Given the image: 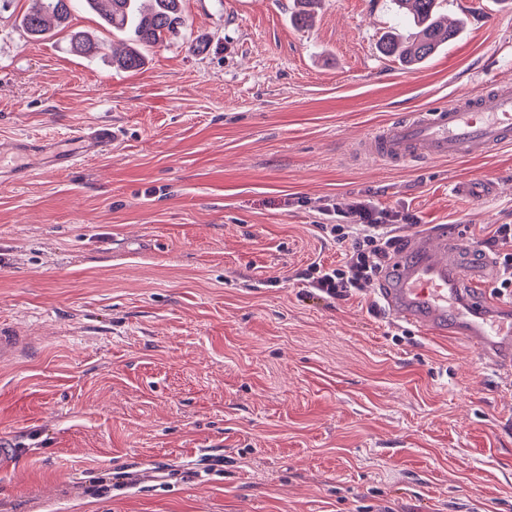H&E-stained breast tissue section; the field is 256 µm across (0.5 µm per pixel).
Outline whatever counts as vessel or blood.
Listing matches in <instances>:
<instances>
[{
	"label": "vessel or blood",
	"instance_id": "vessel-or-blood-1",
	"mask_svg": "<svg viewBox=\"0 0 512 512\" xmlns=\"http://www.w3.org/2000/svg\"><path fill=\"white\" fill-rule=\"evenodd\" d=\"M110 122L39 140L20 138L13 152L51 154V166L69 168L111 150ZM512 142V83L455 96L447 104L396 118L369 132L359 154L393 165L487 156ZM465 236L431 230L409 235L375 293L388 315L428 337L465 341L489 368L512 374V300L493 294L486 277L464 260Z\"/></svg>",
	"mask_w": 512,
	"mask_h": 512
}]
</instances>
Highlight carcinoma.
Here are the masks:
<instances>
[{
    "instance_id": "cac0c4a2",
    "label": "carcinoma",
    "mask_w": 512,
    "mask_h": 512,
    "mask_svg": "<svg viewBox=\"0 0 512 512\" xmlns=\"http://www.w3.org/2000/svg\"><path fill=\"white\" fill-rule=\"evenodd\" d=\"M33 6L21 19L23 31L30 39L45 37L52 26L68 27L76 4L96 11L111 30L126 36L124 47L111 53L112 65L124 70H137L144 63L143 50L163 44L182 24L181 0H153L151 7L143 0H32ZM411 11L420 31L411 41L392 34L383 37L380 51L410 67L432 57L441 46L451 42L456 31L435 20L438 0H392ZM72 49L90 55L100 49L98 41L85 31L70 33Z\"/></svg>"
}]
</instances>
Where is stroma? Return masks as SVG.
Returning <instances> with one entry per match:
<instances>
[{
    "instance_id": "obj_1",
    "label": "stroma",
    "mask_w": 512,
    "mask_h": 512,
    "mask_svg": "<svg viewBox=\"0 0 512 512\" xmlns=\"http://www.w3.org/2000/svg\"><path fill=\"white\" fill-rule=\"evenodd\" d=\"M0 0V148L106 120L110 152L0 178V512H512V378L457 340L304 294L329 205L407 236L512 224V145L395 167L353 146L512 81V0H441L454 41L406 67L392 0H183L136 71L31 41ZM496 179V196L459 183Z\"/></svg>"
}]
</instances>
